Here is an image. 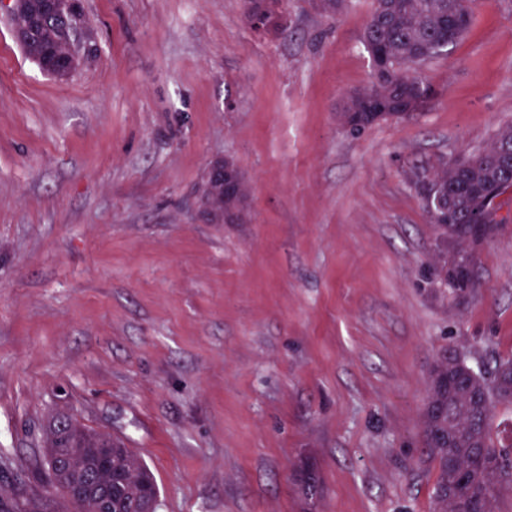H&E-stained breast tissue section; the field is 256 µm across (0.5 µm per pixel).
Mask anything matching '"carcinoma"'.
<instances>
[{"instance_id": "cac0c4a2", "label": "carcinoma", "mask_w": 512, "mask_h": 512, "mask_svg": "<svg viewBox=\"0 0 512 512\" xmlns=\"http://www.w3.org/2000/svg\"><path fill=\"white\" fill-rule=\"evenodd\" d=\"M14 27L22 31L20 44L42 69L47 54L62 50L66 31L44 8V0H17ZM472 0H376L364 31L368 52L382 49L388 67L372 76L364 93L376 118L359 125L349 117L345 98L340 122L359 132L381 121L412 116L432 95L421 66L440 55L468 30ZM460 26L444 38L448 18ZM416 187L428 199L436 188L439 202L425 203L430 221L453 245L445 275L455 292L464 296L475 287L474 253L501 228V198L512 192V125L498 130L493 144L470 155L467 169L451 164L432 173ZM241 193L212 202L213 217L237 218ZM500 406L512 407V356L499 359L491 373L474 370L467 356L448 353L434 371L428 394L423 434L428 456L438 466L435 498L439 512H497L499 494L512 476V459L493 435V419ZM47 457L63 448L73 453L61 460L52 483L74 512H156L158 488L140 457L123 443L67 419L47 433Z\"/></svg>"}]
</instances>
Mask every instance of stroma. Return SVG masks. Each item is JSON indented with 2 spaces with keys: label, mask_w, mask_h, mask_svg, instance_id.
<instances>
[{
  "label": "stroma",
  "mask_w": 512,
  "mask_h": 512,
  "mask_svg": "<svg viewBox=\"0 0 512 512\" xmlns=\"http://www.w3.org/2000/svg\"><path fill=\"white\" fill-rule=\"evenodd\" d=\"M318 4L84 0L64 78L0 11V486L40 512L63 416L141 456L157 512H435L434 370L512 356V199L458 296L409 176L512 125V0L424 66L421 114L358 134L375 2ZM224 162L235 223L201 202Z\"/></svg>",
  "instance_id": "35a3bbf8"
}]
</instances>
